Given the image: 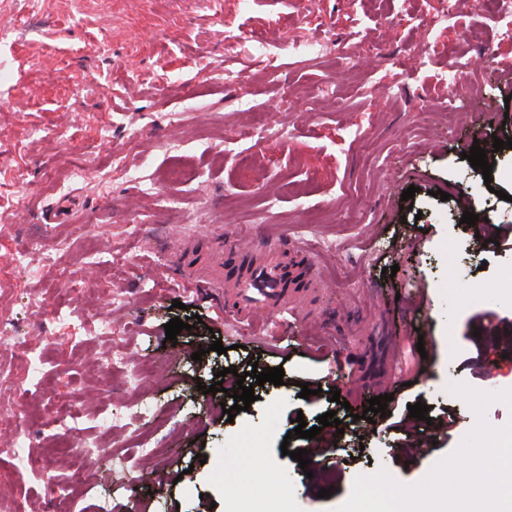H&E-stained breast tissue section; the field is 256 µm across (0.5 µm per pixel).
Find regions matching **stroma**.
I'll return each mask as SVG.
<instances>
[{"label": "stroma", "instance_id": "35a3bbf8", "mask_svg": "<svg viewBox=\"0 0 512 512\" xmlns=\"http://www.w3.org/2000/svg\"><path fill=\"white\" fill-rule=\"evenodd\" d=\"M437 6L0 0V320L12 326L0 407L17 427L0 444V512H53L47 486L67 477L54 447L124 432L136 397L163 455L90 454L73 512H271L278 501L377 512V479L409 512H501L493 456L512 433V249L461 218L512 237V149L497 152L489 185L464 158L512 137V42L499 38L512 20L481 13L421 34L417 20ZM339 42L358 63L308 60L315 44ZM452 58L482 95L447 99ZM76 222L87 239L72 236ZM179 232L191 242L183 270ZM224 232L312 248L329 283L313 314L250 328L193 288L189 268ZM90 243L111 270L84 264ZM44 248L57 266H40ZM175 317L189 327L170 341ZM101 318L112 333L88 350ZM384 328L393 344L369 351ZM217 338L226 353L209 351ZM120 349L154 361L153 377L91 376ZM255 366L283 367V385L255 386L250 409L227 418L237 373ZM220 371L224 389L210 393ZM388 377V416L362 419ZM303 382L320 394L300 398ZM17 384L28 401L13 402ZM50 395L80 408L76 428L55 421ZM418 402L428 421L410 417ZM329 411L341 427L288 438L296 417L313 427ZM285 441L327 453L303 469ZM30 455L45 465L30 468Z\"/></svg>", "mask_w": 512, "mask_h": 512}]
</instances>
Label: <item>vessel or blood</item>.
<instances>
[{"mask_svg": "<svg viewBox=\"0 0 512 512\" xmlns=\"http://www.w3.org/2000/svg\"><path fill=\"white\" fill-rule=\"evenodd\" d=\"M212 262L215 275L198 278L197 287L217 289L221 307L248 327L271 314L304 318L326 285L314 257L299 244L288 248L228 235L216 242Z\"/></svg>", "mask_w": 512, "mask_h": 512, "instance_id": "obj_1", "label": "vessel or blood"}]
</instances>
